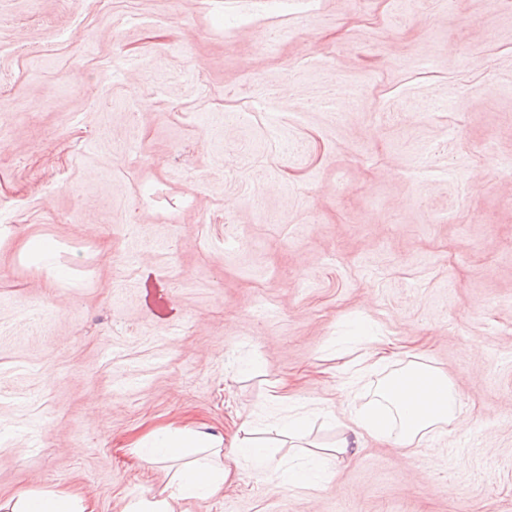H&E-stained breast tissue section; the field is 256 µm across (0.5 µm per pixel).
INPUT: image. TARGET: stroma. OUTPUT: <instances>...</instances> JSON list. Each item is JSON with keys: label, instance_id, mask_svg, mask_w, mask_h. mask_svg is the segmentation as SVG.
Here are the masks:
<instances>
[{"label": "stroma", "instance_id": "1", "mask_svg": "<svg viewBox=\"0 0 512 512\" xmlns=\"http://www.w3.org/2000/svg\"><path fill=\"white\" fill-rule=\"evenodd\" d=\"M0 129V503L309 399L332 447L364 320L458 419L177 512H512V0H0Z\"/></svg>", "mask_w": 512, "mask_h": 512}]
</instances>
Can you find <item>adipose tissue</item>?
Listing matches in <instances>:
<instances>
[{"mask_svg": "<svg viewBox=\"0 0 512 512\" xmlns=\"http://www.w3.org/2000/svg\"><path fill=\"white\" fill-rule=\"evenodd\" d=\"M404 377L401 385H383L382 403L351 410L354 428L351 435L337 441L334 453L353 451L359 436L365 434L403 448L412 447L436 424L455 419L459 397L447 374L418 364ZM223 444L222 436L201 429L168 426L137 440L134 451L141 462L161 469L172 462L176 468L169 477L167 497L138 499L127 506L126 512H174L175 501L214 496L230 474L221 461ZM234 456L252 470L269 475L282 488L317 487L331 476L318 457L287 466L277 461L271 448L248 438L236 445ZM0 512H94V508L88 500L67 491H23L0 504Z\"/></svg>", "mask_w": 512, "mask_h": 512, "instance_id": "adipose-tissue-1", "label": "adipose tissue"}]
</instances>
